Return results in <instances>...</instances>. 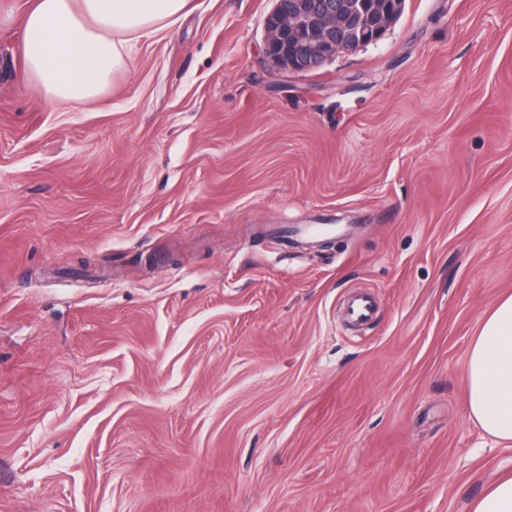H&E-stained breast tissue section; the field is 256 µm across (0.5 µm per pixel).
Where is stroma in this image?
<instances>
[{"label": "stroma", "mask_w": 512, "mask_h": 512, "mask_svg": "<svg viewBox=\"0 0 512 512\" xmlns=\"http://www.w3.org/2000/svg\"><path fill=\"white\" fill-rule=\"evenodd\" d=\"M0 0V512H470L512 294V0H406L307 74L195 0L93 101ZM372 293L359 328L348 297ZM465 405L487 434L512 442V295L484 316L465 367Z\"/></svg>", "instance_id": "35a3bbf8"}]
</instances>
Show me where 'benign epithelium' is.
Listing matches in <instances>:
<instances>
[{
  "instance_id": "obj_1",
  "label": "benign epithelium",
  "mask_w": 512,
  "mask_h": 512,
  "mask_svg": "<svg viewBox=\"0 0 512 512\" xmlns=\"http://www.w3.org/2000/svg\"><path fill=\"white\" fill-rule=\"evenodd\" d=\"M267 15L263 53L276 68L307 73L336 55L377 42L403 11L405 0H373L372 11L381 18L377 25L363 26L350 44L336 42L333 28L336 11L314 10L306 0H273Z\"/></svg>"
}]
</instances>
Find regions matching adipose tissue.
<instances>
[{
	"instance_id": "obj_1",
	"label": "adipose tissue",
	"mask_w": 512,
	"mask_h": 512,
	"mask_svg": "<svg viewBox=\"0 0 512 512\" xmlns=\"http://www.w3.org/2000/svg\"><path fill=\"white\" fill-rule=\"evenodd\" d=\"M191 10L192 0H32L23 18L25 78L50 102L93 100L128 69L136 40ZM465 405L487 434L512 442V295L484 316L470 345Z\"/></svg>"
}]
</instances>
